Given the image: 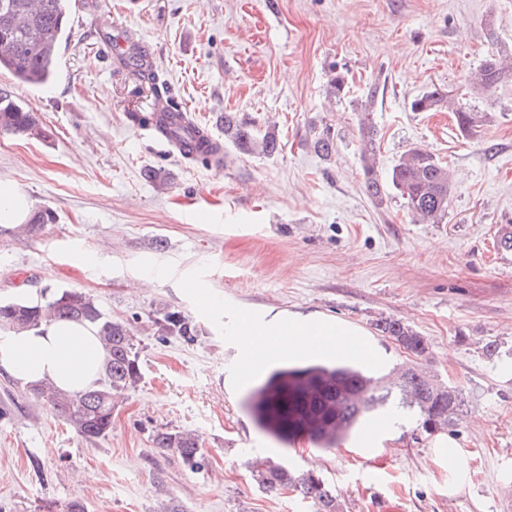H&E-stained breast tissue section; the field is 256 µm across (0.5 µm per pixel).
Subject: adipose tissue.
Segmentation results:
<instances>
[{"label": "adipose tissue", "mask_w": 512, "mask_h": 512, "mask_svg": "<svg viewBox=\"0 0 512 512\" xmlns=\"http://www.w3.org/2000/svg\"><path fill=\"white\" fill-rule=\"evenodd\" d=\"M103 360L94 327L83 322H49L0 339V368L26 386L50 382L70 394L82 392L99 379Z\"/></svg>", "instance_id": "adipose-tissue-1"}]
</instances>
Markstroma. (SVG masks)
I'll return each instance as SVG.
<instances>
[{
  "label": "stroma",
  "mask_w": 512,
  "mask_h": 512,
  "mask_svg": "<svg viewBox=\"0 0 512 512\" xmlns=\"http://www.w3.org/2000/svg\"><path fill=\"white\" fill-rule=\"evenodd\" d=\"M68 32L51 84L0 73L47 132L0 135V184L52 215L32 235L0 226V301L89 293L134 327L142 379L91 443L0 369V512L73 499L87 512L169 502L312 512L258 486L255 448L322 477L340 512L384 499L401 512H512V257L491 254L497 227L512 225V77L487 96L466 82L489 51L512 55V0H70ZM120 37L214 137L234 112L256 130L276 126L279 153L228 144L216 168L171 151L134 119L154 98L118 61ZM337 69L350 86L341 100L330 92ZM374 83L379 169L418 144L449 164L442 223L414 222L395 189L379 206L364 191L360 104ZM433 89L488 113L478 138L462 137L448 110L411 111ZM325 132L328 160L314 150ZM206 292L217 305H203ZM242 308L272 323L338 324L356 334L361 360L387 368L407 355L375 321L403 319L428 339L424 365L461 389L464 411L444 435L407 418L371 448L351 438L325 451L303 436L282 445L255 426L227 373L225 338ZM161 310L187 316L196 335L161 334ZM173 429L201 437L204 469L154 447L156 431ZM452 452L461 469H449Z\"/></svg>",
  "instance_id": "stroma-1"
}]
</instances>
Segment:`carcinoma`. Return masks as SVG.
I'll list each match as a JSON object with an SVG mask.
<instances>
[{
	"instance_id": "1",
	"label": "carcinoma",
	"mask_w": 512,
	"mask_h": 512,
	"mask_svg": "<svg viewBox=\"0 0 512 512\" xmlns=\"http://www.w3.org/2000/svg\"><path fill=\"white\" fill-rule=\"evenodd\" d=\"M68 12L69 0H0V72L6 71L30 86L51 83L59 66ZM505 72L506 59L492 53L470 73L468 82L474 91L488 94L497 88ZM377 95L378 86L374 84L361 105L364 118L359 126L360 160L365 191L380 204L390 185L400 193L416 221L439 224L448 214L453 189L451 172L426 148L415 146L388 175H382L377 163V129L369 120ZM444 107L454 113L457 130L466 138L480 133L489 120L488 114L472 112L436 89L410 103L414 112ZM168 114V101L158 96L146 120L164 129ZM222 124L224 142L242 153L270 157L280 149L274 125L259 132L234 112L224 113ZM0 133L44 136L33 108L18 102L6 88H0ZM56 319L86 321L96 328L105 351L102 376L82 394L70 395L43 384L31 388L32 395L43 399L52 413L79 436L94 441L112 430L115 400L140 381L133 333L124 321L107 317L91 295L77 289H63L43 305L22 300L0 302V331H29ZM156 324L166 335L189 338L195 333L189 319L177 312L163 313ZM375 326L409 356H427V339L403 319L382 317ZM349 381L358 383L363 392L358 405L347 406L338 401L341 388ZM463 406L458 388L438 382L416 366L383 374L370 371L355 359H321L275 367L245 398V407L260 430L285 445L304 433L315 447L323 449L336 447L374 417L396 408L413 413L423 431L435 433L450 427L453 415ZM153 444L176 453L191 470L203 467L207 460L200 437L191 430L158 431L153 435ZM255 480L268 493L291 491L313 500L316 512H338L336 497L312 472L297 473L270 459L256 471Z\"/></svg>"
}]
</instances>
